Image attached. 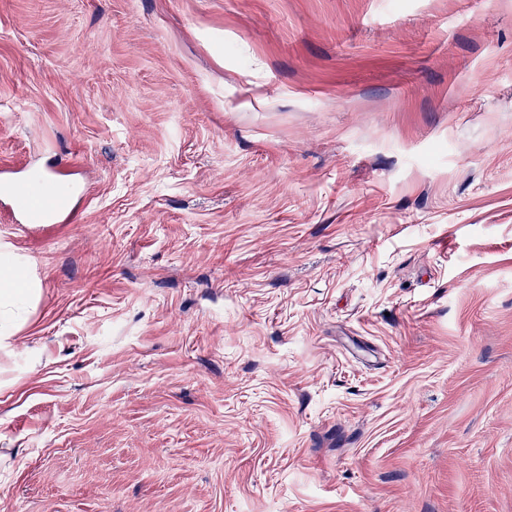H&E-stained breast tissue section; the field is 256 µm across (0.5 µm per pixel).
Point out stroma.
Here are the masks:
<instances>
[{
	"label": "stroma",
	"instance_id": "stroma-1",
	"mask_svg": "<svg viewBox=\"0 0 512 512\" xmlns=\"http://www.w3.org/2000/svg\"><path fill=\"white\" fill-rule=\"evenodd\" d=\"M0 512H512V0H0ZM63 183L55 175L39 173L33 194L41 197L39 205L28 207L26 199L17 195L10 198L12 222L25 224H72L77 221L78 211L67 207L60 193Z\"/></svg>",
	"mask_w": 512,
	"mask_h": 512
}]
</instances>
